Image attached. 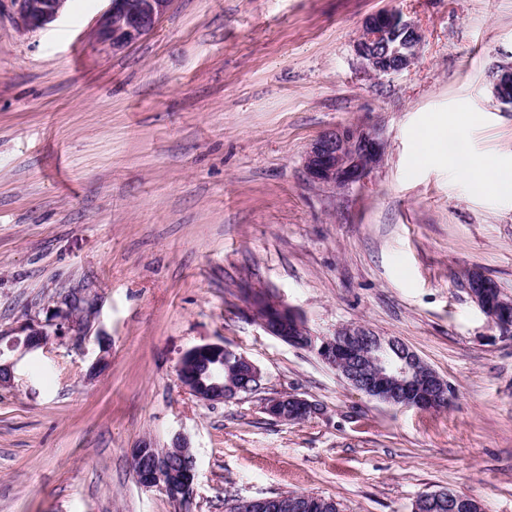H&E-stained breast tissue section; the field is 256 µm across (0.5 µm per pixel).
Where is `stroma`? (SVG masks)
Instances as JSON below:
<instances>
[{"mask_svg": "<svg viewBox=\"0 0 512 512\" xmlns=\"http://www.w3.org/2000/svg\"><path fill=\"white\" fill-rule=\"evenodd\" d=\"M106 0H68L24 32L0 0V333L94 297L92 334L26 354L0 389V512H224L297 492L343 512H411L450 490L512 512V335L464 286L476 268L512 297V196L467 180L512 165V112L488 69L512 54V0H172L119 53L91 36ZM397 8L424 33L407 70L373 77L353 44ZM380 129L363 184L304 168L335 126ZM424 130L460 143L441 162ZM251 288L298 308L312 335L362 325L402 340L455 391L438 411L387 405L314 351L268 335ZM109 339L108 364L88 379ZM220 342L260 390L215 405L181 387L180 356ZM318 403L299 422L266 399ZM187 437L189 507L141 487L131 450ZM263 410L266 414L282 422L305 420L317 414V404L294 393H285L267 399Z\"/></svg>", "mask_w": 512, "mask_h": 512, "instance_id": "obj_1", "label": "stroma"}]
</instances>
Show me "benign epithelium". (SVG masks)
Wrapping results in <instances>:
<instances>
[{"instance_id": "1", "label": "benign epithelium", "mask_w": 512, "mask_h": 512, "mask_svg": "<svg viewBox=\"0 0 512 512\" xmlns=\"http://www.w3.org/2000/svg\"><path fill=\"white\" fill-rule=\"evenodd\" d=\"M17 5V25L24 31L43 29L64 12L67 0H13ZM172 0H109V7L96 19L94 40L114 52L136 43L151 33L168 12ZM423 45L419 26L401 10L389 8L368 15L354 43V53L361 69L374 76L391 75L408 69L418 58ZM494 98L512 108V61L497 62L489 71ZM385 142L376 128L335 127L320 134L309 146L304 167L309 179L318 184L346 189L364 182L369 171L379 163ZM469 291L487 318L505 334L512 333V299L503 297L483 276L472 278ZM248 312L257 318L271 336L309 337L320 359L350 386L380 402L394 406H414L434 410L449 402L451 386L401 340L380 336L364 326L336 330L334 336H312L303 315L294 307L265 289H253L246 299ZM264 316H258V310ZM84 338L88 335L85 319L60 304L48 317L25 323L0 335L8 353L0 356V388L14 386L15 366L22 356L35 348L44 355L52 353V344L63 336ZM224 345L205 343L185 352L177 366L181 386L206 403L237 399L240 387L232 381L222 385L221 374L211 373L203 380L193 365L210 358ZM263 410L282 421L304 420L317 414V404L294 393L266 400ZM148 443L133 449V467L137 482L146 488H158L176 502L189 504L196 481L195 458L188 440L177 435L170 452L186 460V467L174 471L163 460L142 463ZM257 512H285L284 496L253 500ZM414 512H483L477 499L447 492L421 495Z\"/></svg>"}]
</instances>
